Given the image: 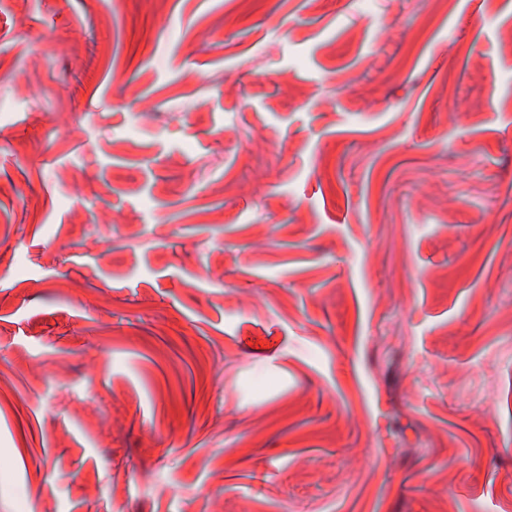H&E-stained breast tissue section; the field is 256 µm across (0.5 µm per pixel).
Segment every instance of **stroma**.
<instances>
[{
	"mask_svg": "<svg viewBox=\"0 0 512 512\" xmlns=\"http://www.w3.org/2000/svg\"><path fill=\"white\" fill-rule=\"evenodd\" d=\"M0 0V512H512V0Z\"/></svg>",
	"mask_w": 512,
	"mask_h": 512,
	"instance_id": "stroma-1",
	"label": "stroma"
}]
</instances>
